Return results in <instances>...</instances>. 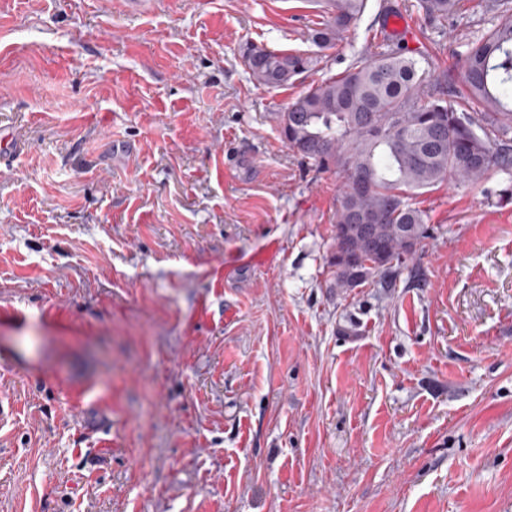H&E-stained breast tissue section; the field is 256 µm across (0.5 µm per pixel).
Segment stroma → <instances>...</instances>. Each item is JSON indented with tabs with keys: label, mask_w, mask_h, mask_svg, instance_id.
Instances as JSON below:
<instances>
[{
	"label": "stroma",
	"mask_w": 512,
	"mask_h": 512,
	"mask_svg": "<svg viewBox=\"0 0 512 512\" xmlns=\"http://www.w3.org/2000/svg\"><path fill=\"white\" fill-rule=\"evenodd\" d=\"M416 2L319 52L306 0H0V512H512V182L424 190L392 287L342 292L343 180L275 120L385 41L462 80L493 18ZM248 39L320 64L258 85ZM459 2V0H418V7L430 22L444 25L448 22V16L456 11ZM20 150V139L10 128L0 126V167H6Z\"/></svg>",
	"instance_id": "stroma-1"
}]
</instances>
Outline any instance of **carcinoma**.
Masks as SVG:
<instances>
[{
	"instance_id": "carcinoma-1",
	"label": "carcinoma",
	"mask_w": 512,
	"mask_h": 512,
	"mask_svg": "<svg viewBox=\"0 0 512 512\" xmlns=\"http://www.w3.org/2000/svg\"><path fill=\"white\" fill-rule=\"evenodd\" d=\"M367 0H324V21L311 35L320 49L336 47L357 28ZM459 0H418L426 19L444 24ZM498 23L469 44L464 86L434 75L420 60L382 48L329 76L275 113L288 147L343 178L335 229L373 217L349 239L334 233L329 264L334 287L358 288L378 276L389 283L397 266L428 237L425 213L414 202L444 182L477 184L497 171L512 177V0H482ZM241 57L260 85L294 84L317 58L245 43ZM368 186L358 189L355 180Z\"/></svg>"
}]
</instances>
